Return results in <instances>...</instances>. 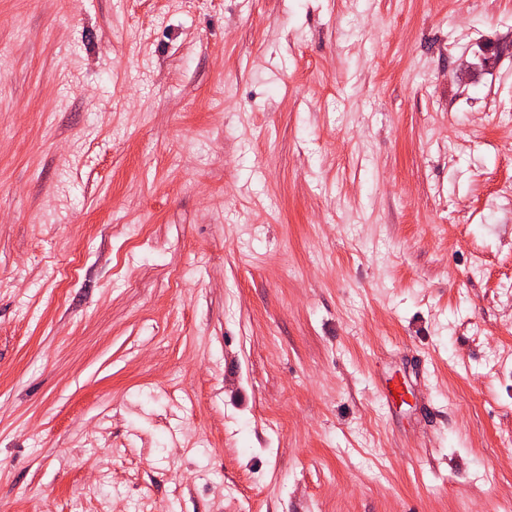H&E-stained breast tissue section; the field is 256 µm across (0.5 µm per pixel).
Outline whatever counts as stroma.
Instances as JSON below:
<instances>
[{
  "label": "stroma",
  "mask_w": 512,
  "mask_h": 512,
  "mask_svg": "<svg viewBox=\"0 0 512 512\" xmlns=\"http://www.w3.org/2000/svg\"><path fill=\"white\" fill-rule=\"evenodd\" d=\"M508 434L512 0H0V512H512Z\"/></svg>",
  "instance_id": "obj_1"
}]
</instances>
